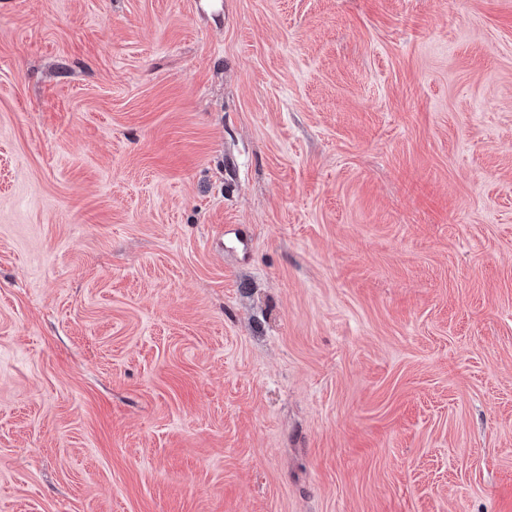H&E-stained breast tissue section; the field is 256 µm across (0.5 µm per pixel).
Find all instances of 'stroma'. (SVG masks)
I'll use <instances>...</instances> for the list:
<instances>
[{"label":"stroma","mask_w":512,"mask_h":512,"mask_svg":"<svg viewBox=\"0 0 512 512\" xmlns=\"http://www.w3.org/2000/svg\"><path fill=\"white\" fill-rule=\"evenodd\" d=\"M0 512H512V0H0Z\"/></svg>","instance_id":"35a3bbf8"}]
</instances>
